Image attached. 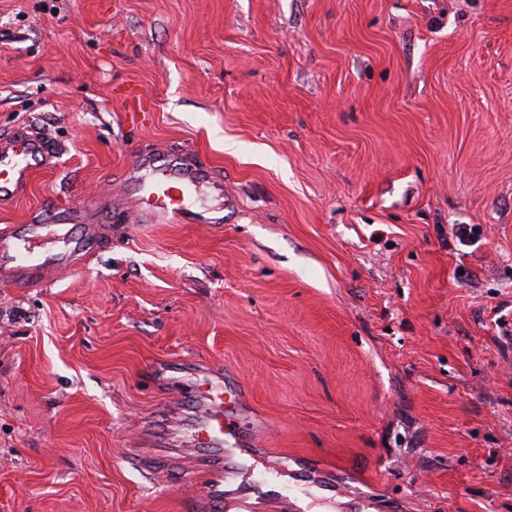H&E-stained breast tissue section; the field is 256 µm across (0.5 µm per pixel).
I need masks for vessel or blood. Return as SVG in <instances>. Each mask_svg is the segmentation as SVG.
<instances>
[{
    "label": "vessel or blood",
    "mask_w": 512,
    "mask_h": 512,
    "mask_svg": "<svg viewBox=\"0 0 512 512\" xmlns=\"http://www.w3.org/2000/svg\"><path fill=\"white\" fill-rule=\"evenodd\" d=\"M130 121L145 110V100L133 88L115 90ZM54 166V155L42 138L17 130L0 137V206L11 204L27 189L31 174ZM129 189L122 202L131 221L144 224H216L224 211V184L213 180L205 167L187 158L166 155L140 162L128 176ZM207 190L213 207L199 204ZM113 209L111 191L96 198L94 209L44 210L40 219L0 228V287L40 288L61 274L84 264L108 232L101 217ZM243 387L225 385L221 370L204 374L169 415V424L181 429L188 446L201 449L198 464L209 471L213 483L196 499L203 512H224V466L234 449L251 446L238 430L245 412Z\"/></svg>",
    "instance_id": "1"
}]
</instances>
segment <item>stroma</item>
<instances>
[{
    "instance_id": "35a3bbf8",
    "label": "stroma",
    "mask_w": 512,
    "mask_h": 512,
    "mask_svg": "<svg viewBox=\"0 0 512 512\" xmlns=\"http://www.w3.org/2000/svg\"><path fill=\"white\" fill-rule=\"evenodd\" d=\"M18 126L56 164L0 225L159 152L230 206L113 210L81 268L0 288V512H193L169 398L211 368L304 512H512V0H0ZM114 96L124 105V112L130 122L135 123L145 110V100L134 88L114 89Z\"/></svg>"
}]
</instances>
